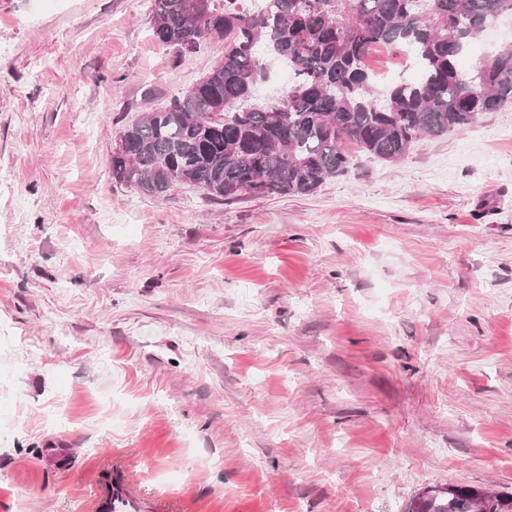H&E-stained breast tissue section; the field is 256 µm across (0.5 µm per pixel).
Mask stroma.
<instances>
[{"mask_svg":"<svg viewBox=\"0 0 512 512\" xmlns=\"http://www.w3.org/2000/svg\"><path fill=\"white\" fill-rule=\"evenodd\" d=\"M152 0H0V512H406L512 491V105L310 195L116 181L224 58ZM95 512H158L166 506L157 500L140 497L120 470L112 479L97 486L94 495ZM408 512H512V492L449 484L424 490Z\"/></svg>","mask_w":512,"mask_h":512,"instance_id":"stroma-1","label":"stroma"}]
</instances>
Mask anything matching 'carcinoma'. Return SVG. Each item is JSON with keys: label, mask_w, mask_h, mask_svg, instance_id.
Listing matches in <instances>:
<instances>
[{"label": "carcinoma", "mask_w": 512, "mask_h": 512, "mask_svg": "<svg viewBox=\"0 0 512 512\" xmlns=\"http://www.w3.org/2000/svg\"><path fill=\"white\" fill-rule=\"evenodd\" d=\"M153 0L152 37L179 52L224 41V60L169 106L126 124L112 150L118 181L163 199L180 185L232 201L307 195L349 172L348 146L400 162L423 136L471 127L512 104V45L457 68L471 42L512 0ZM374 47L414 51L420 78L374 95L363 62ZM294 81L267 105L252 102L266 60ZM408 512H512V492L450 484L424 490Z\"/></svg>", "instance_id": "1"}]
</instances>
